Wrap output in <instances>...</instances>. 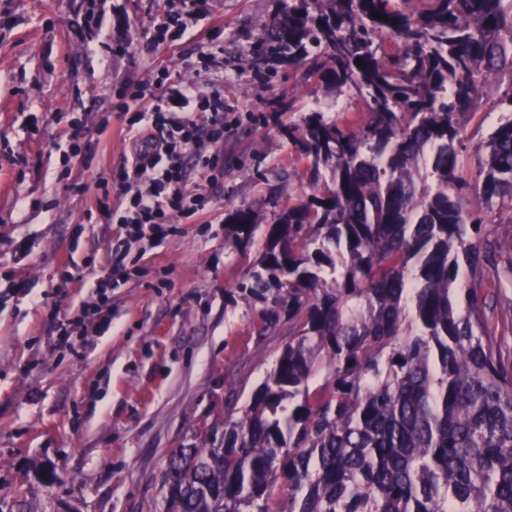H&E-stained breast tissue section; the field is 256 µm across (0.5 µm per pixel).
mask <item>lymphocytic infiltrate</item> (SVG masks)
<instances>
[{
  "label": "lymphocytic infiltrate",
  "instance_id": "lymphocytic-infiltrate-1",
  "mask_svg": "<svg viewBox=\"0 0 512 512\" xmlns=\"http://www.w3.org/2000/svg\"><path fill=\"white\" fill-rule=\"evenodd\" d=\"M191 2V8L154 18V44L178 48L193 29L197 8L208 0ZM120 109L133 118L126 127L131 148L116 165L119 192L112 202L93 197L84 213L85 223L105 217L119 226L112 247L115 258L95 282L94 292L103 302L123 271L120 256L127 241L178 233L174 215L206 213L209 198L199 184L217 183L222 176L224 164L211 147L223 142L232 125L223 84L204 93L196 83L171 78L164 69L156 79L134 83Z\"/></svg>",
  "mask_w": 512,
  "mask_h": 512
}]
</instances>
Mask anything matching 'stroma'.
<instances>
[{"mask_svg": "<svg viewBox=\"0 0 512 512\" xmlns=\"http://www.w3.org/2000/svg\"><path fill=\"white\" fill-rule=\"evenodd\" d=\"M279 0H212L201 38L178 50L151 46L163 0H103L120 50L105 54L81 27L84 0H0V512H160L157 477L168 452L203 421L224 416L229 389L249 395L286 342L258 339V300L237 283L278 213L309 189L288 136L314 101L337 100V120L362 105L334 96L302 69L262 75L251 66L259 23ZM223 69L195 76L211 42ZM224 82L239 121L216 147L218 185L202 184L209 223L179 216L180 232L127 246L126 276L112 285V322L91 317L79 352L61 347L55 317L95 302L94 270L117 234L107 220L81 225L88 198L72 182L111 173L126 150L127 84L156 77ZM293 102L290 112L277 110ZM81 123L83 163L70 161L62 131ZM257 226L236 242L237 209ZM28 295L14 294L19 281Z\"/></svg>", "mask_w": 512, "mask_h": 512, "instance_id": "35a3bbf8", "label": "stroma"}]
</instances>
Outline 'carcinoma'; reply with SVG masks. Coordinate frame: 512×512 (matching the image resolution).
Wrapping results in <instances>:
<instances>
[{"label":"carcinoma","mask_w":512,"mask_h":512,"mask_svg":"<svg viewBox=\"0 0 512 512\" xmlns=\"http://www.w3.org/2000/svg\"><path fill=\"white\" fill-rule=\"evenodd\" d=\"M260 28L255 73L302 64L366 119L305 117L311 192L240 286L255 335L288 342L170 452L165 512H512V298L488 292L512 279L489 231L512 222V0H284ZM488 97L504 116L467 178ZM229 221L250 238V211ZM490 109L491 101L487 100L486 104H482L481 112L475 117L467 119L465 125L466 144L471 153L475 151L481 142H483L496 127V121L498 119L497 113H493L489 118L484 119L485 112L490 111Z\"/></svg>","instance_id":"obj_1"}]
</instances>
